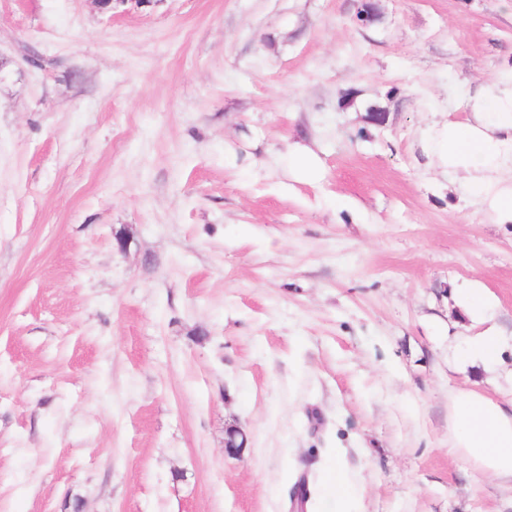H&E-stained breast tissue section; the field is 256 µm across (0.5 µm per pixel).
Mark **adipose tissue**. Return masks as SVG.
<instances>
[{"label": "adipose tissue", "mask_w": 512, "mask_h": 512, "mask_svg": "<svg viewBox=\"0 0 512 512\" xmlns=\"http://www.w3.org/2000/svg\"><path fill=\"white\" fill-rule=\"evenodd\" d=\"M465 119L433 121L426 142L437 168L459 178L466 198L495 223L512 224V73L485 81L462 103ZM449 451L512 490V400L472 388L448 394Z\"/></svg>", "instance_id": "adipose-tissue-1"}]
</instances>
